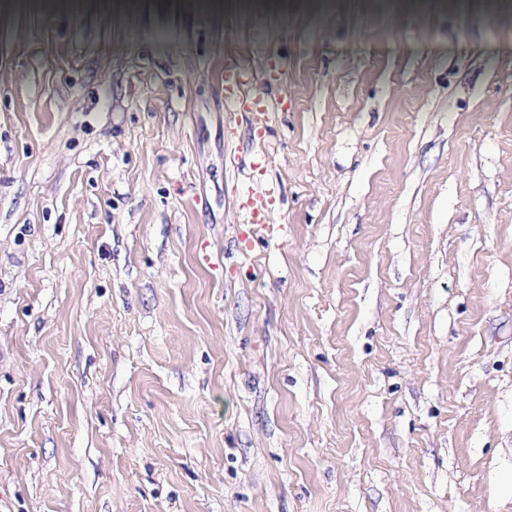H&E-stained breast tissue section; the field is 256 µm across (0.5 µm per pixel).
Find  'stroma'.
<instances>
[{
    "instance_id": "1",
    "label": "stroma",
    "mask_w": 512,
    "mask_h": 512,
    "mask_svg": "<svg viewBox=\"0 0 512 512\" xmlns=\"http://www.w3.org/2000/svg\"><path fill=\"white\" fill-rule=\"evenodd\" d=\"M142 2L0 0V512H512V0Z\"/></svg>"
}]
</instances>
